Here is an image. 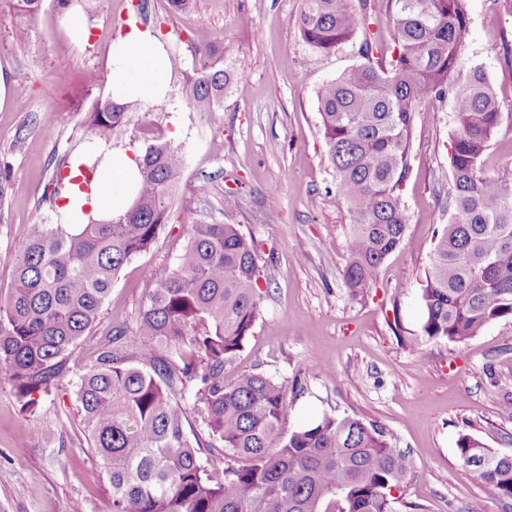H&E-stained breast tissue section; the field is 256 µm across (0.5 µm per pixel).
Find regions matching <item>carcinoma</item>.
<instances>
[{"mask_svg":"<svg viewBox=\"0 0 512 512\" xmlns=\"http://www.w3.org/2000/svg\"><path fill=\"white\" fill-rule=\"evenodd\" d=\"M34 17L43 0H4ZM468 0H387L393 55L364 38V62L317 94L336 193L351 215L354 296L367 292L402 243L415 112L449 101L454 112L448 224L422 287L423 333L461 344L512 317V182L485 173L481 160L503 122L485 70L462 68ZM370 0H303V40L323 52L352 42ZM379 56H374V53ZM231 74L203 66L184 95L198 112L224 102ZM134 104L109 99L90 113V135L111 142ZM131 205L86 224H34L0 299V370L24 406L48 393L66 354L96 322L123 266L151 249L170 220L185 153L168 141L137 159ZM258 244L238 224H192L174 268L156 282L134 326L117 331L96 362L77 374L76 400L90 448L112 491V512H426L394 492L413 472L406 450L382 426L324 414L289 426L286 380L262 372L224 383V365L253 335L259 315ZM206 433L187 429L188 411ZM202 448L211 457L199 456ZM463 464L485 494L512 500V453L463 434ZM224 464L223 479L209 472Z\"/></svg>","mask_w":512,"mask_h":512,"instance_id":"carcinoma-1","label":"carcinoma"}]
</instances>
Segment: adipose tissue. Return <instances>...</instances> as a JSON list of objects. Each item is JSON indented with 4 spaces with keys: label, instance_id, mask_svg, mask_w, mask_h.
<instances>
[{
    "label": "adipose tissue",
    "instance_id": "ef3b65f1",
    "mask_svg": "<svg viewBox=\"0 0 512 512\" xmlns=\"http://www.w3.org/2000/svg\"><path fill=\"white\" fill-rule=\"evenodd\" d=\"M168 56L149 33L132 30L112 47V87L126 100H169L166 82ZM103 160L92 178L89 191L72 190L64 205L72 223H86L87 212L123 210L138 173L134 157L98 144Z\"/></svg>",
    "mask_w": 512,
    "mask_h": 512
}]
</instances>
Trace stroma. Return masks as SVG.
Segmentation results:
<instances>
[{"instance_id": "stroma-1", "label": "stroma", "mask_w": 512, "mask_h": 512, "mask_svg": "<svg viewBox=\"0 0 512 512\" xmlns=\"http://www.w3.org/2000/svg\"><path fill=\"white\" fill-rule=\"evenodd\" d=\"M166 2L95 0L89 34L75 42L56 0H44L27 22L23 55L13 50L22 21L0 9V298L30 226L58 221L59 205L50 199L57 164L86 145L89 112L112 96V45L132 23L146 18L165 51L181 56L186 75L204 65L249 63L215 111L190 109L173 80L172 111L137 110L113 139L129 153L158 137L182 146L186 165L173 218L149 252L122 268L97 325L69 350L57 390L37 395L30 411L0 373V512H111V488L80 421L75 375L115 329L133 322L152 288L144 269L171 270L192 224H237L260 244V316L247 345L225 365V382L259 371L298 379L293 426L325 413L382 425L413 459L404 497L428 512H512V502L483 492L457 453L463 433L512 452V318L463 344L422 331L421 283L447 222L450 104L417 114L401 191L403 242L372 288L352 296L342 279L350 212L332 183L317 92L360 64L357 45L330 53L308 46L295 22L302 0H197L185 13ZM468 12L463 62L484 68L503 112L482 168L512 180V11L502 0H468ZM91 70L101 74L94 87L86 79ZM202 179L209 182L203 196L195 191ZM229 192L238 199L231 210L224 207Z\"/></svg>"}]
</instances>
